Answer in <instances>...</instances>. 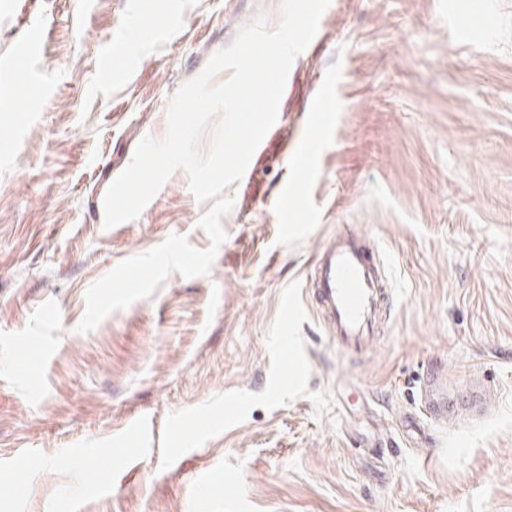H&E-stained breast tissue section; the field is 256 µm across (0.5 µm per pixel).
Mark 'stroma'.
I'll list each match as a JSON object with an SVG mask.
<instances>
[{"label":"stroma","instance_id":"obj_1","mask_svg":"<svg viewBox=\"0 0 512 512\" xmlns=\"http://www.w3.org/2000/svg\"><path fill=\"white\" fill-rule=\"evenodd\" d=\"M260 13L276 29L281 0H0V512H512V0H331L261 166L225 190L209 275L77 332L122 260L174 232L209 246L183 170L112 229L96 202ZM344 224L397 294L365 357L284 307ZM434 363L484 411L414 440Z\"/></svg>","mask_w":512,"mask_h":512}]
</instances>
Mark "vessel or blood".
Returning a JSON list of instances; mask_svg holds the SVG:
<instances>
[{"label":"vessel or blood","instance_id":"1","mask_svg":"<svg viewBox=\"0 0 512 512\" xmlns=\"http://www.w3.org/2000/svg\"><path fill=\"white\" fill-rule=\"evenodd\" d=\"M306 292L329 344L358 356L380 340L396 298L386 262L354 224L345 225L318 251ZM450 394L447 371H427L420 393L423 414L442 418Z\"/></svg>","mask_w":512,"mask_h":512}]
</instances>
